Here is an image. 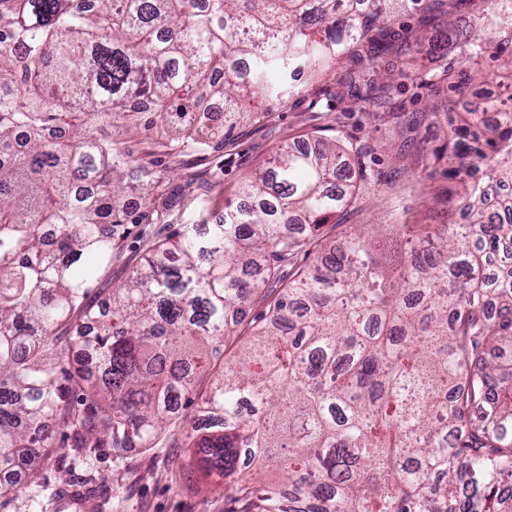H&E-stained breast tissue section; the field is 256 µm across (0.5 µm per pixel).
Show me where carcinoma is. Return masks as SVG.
Listing matches in <instances>:
<instances>
[{
  "label": "carcinoma",
  "mask_w": 512,
  "mask_h": 512,
  "mask_svg": "<svg viewBox=\"0 0 512 512\" xmlns=\"http://www.w3.org/2000/svg\"><path fill=\"white\" fill-rule=\"evenodd\" d=\"M448 0H0V498L63 437L86 455L154 448L221 374L186 430L194 471L233 512H512V104L399 123L424 178L440 162L457 224L352 228L311 266L320 227L385 183L367 145L281 147L220 224L157 243L108 298L93 268L164 214L155 165L118 135L206 155L243 119L342 71L367 115L397 78L449 80L448 57L388 22ZM471 58L498 48L497 14ZM264 313L248 320L256 299ZM77 352L79 359L64 361ZM275 470L279 482L264 476Z\"/></svg>",
  "instance_id": "obj_1"
}]
</instances>
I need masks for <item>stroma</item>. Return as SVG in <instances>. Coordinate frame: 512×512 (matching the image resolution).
I'll return each instance as SVG.
<instances>
[{
  "label": "stroma",
  "instance_id": "stroma-1",
  "mask_svg": "<svg viewBox=\"0 0 512 512\" xmlns=\"http://www.w3.org/2000/svg\"><path fill=\"white\" fill-rule=\"evenodd\" d=\"M475 10V5H468L456 13L454 26L425 30L424 45L442 47L453 75L480 67L489 75L486 83L455 88L445 83L431 88L407 83L391 108L369 116L351 110L347 100L337 97L336 83L323 77L287 104L269 103L266 117L236 129L220 152L207 157L154 155L158 170L176 171L170 187L178 201L161 221L131 225L111 262L98 267L92 299L101 300L113 286L124 282L148 244L175 240L186 227L237 205L241 184L278 147L307 143L310 133L327 124L325 111L330 107L335 110L336 137L373 145L368 164L390 188L386 195L361 200L340 223L323 225L321 240L334 241L353 224L393 223L395 198L404 195L411 181L420 176L411 156L397 158L390 153L398 144L393 130L399 114L444 109L452 100L459 111L479 112L486 97L499 95L507 84L506 76L512 71L511 40L504 42L500 57L494 60L475 61L461 50L458 30L467 26ZM187 455L184 448H132L117 457L105 449L89 466L72 449L52 448L37 480L16 477L13 494L0 500V512H228L224 488L190 476Z\"/></svg>",
  "mask_w": 512,
  "mask_h": 512
}]
</instances>
